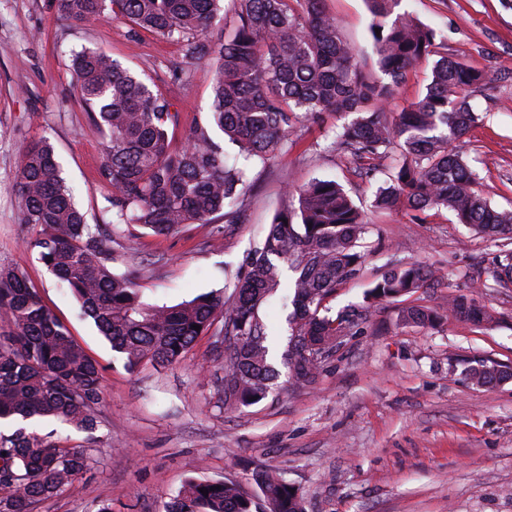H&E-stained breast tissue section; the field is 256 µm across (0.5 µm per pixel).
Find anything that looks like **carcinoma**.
Wrapping results in <instances>:
<instances>
[{"instance_id":"obj_1","label":"carcinoma","mask_w":512,"mask_h":512,"mask_svg":"<svg viewBox=\"0 0 512 512\" xmlns=\"http://www.w3.org/2000/svg\"><path fill=\"white\" fill-rule=\"evenodd\" d=\"M220 2L58 0L68 20L89 23L110 13L128 20L135 33L177 40L187 62L211 61L210 116L184 128L174 145L180 116L155 80L84 49L72 67L79 98L105 140L99 177L110 190L112 222H87L46 136L26 146L16 186L23 223L38 228L28 247L128 368L178 362L219 320L224 335L243 337L224 348V406L235 410L265 399L279 376L262 309L279 296L285 269L296 273L287 317V339L295 344L287 368L298 388L314 386L328 362L313 358L311 346L336 351L337 328L352 329L380 301L402 300L401 325L434 324L439 311L411 297L430 285L435 271L395 268L371 283L364 306L329 314L326 301L361 271L365 224L333 179L314 178L291 190L297 205L274 217L228 295L212 291L173 305L145 301L130 276L112 269L113 235L125 227L168 236L191 224L245 223L250 168L269 167L291 134L325 112L355 114L331 147L367 160V171L376 170L382 154L399 149L402 161L378 187L376 207L443 208L493 240H512V211L490 204L452 147L478 119L468 97L480 72L440 55L423 97L389 115L394 87L441 48L433 28L397 11L401 0H367L382 80L363 73L322 0H231L234 7L224 14ZM218 133L244 163L230 160ZM475 287L473 281L448 300V315L484 329L497 318L476 299ZM0 323L6 326L0 333V421L56 422L93 439L100 426L101 368L27 275L9 266H0ZM501 373L497 363L476 359L461 371L482 387L495 385ZM91 463L87 450L63 445L52 431L38 435L20 426L0 433V512H34ZM252 485L249 493L231 479L190 477L162 512H305L303 498L281 477L257 469Z\"/></svg>"}]
</instances>
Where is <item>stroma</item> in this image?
Masks as SVG:
<instances>
[{
    "instance_id": "1",
    "label": "stroma",
    "mask_w": 512,
    "mask_h": 512,
    "mask_svg": "<svg viewBox=\"0 0 512 512\" xmlns=\"http://www.w3.org/2000/svg\"><path fill=\"white\" fill-rule=\"evenodd\" d=\"M362 70L379 77L365 0H324ZM400 11L443 35V51L481 72L470 102L476 123L454 147L491 205L512 209V0H401ZM128 21L92 24L63 19L57 0H0V266L25 270L44 302L103 369L102 418L94 436L62 425L65 446L91 447L93 464L36 512H159L186 478L204 475L249 485L254 469L279 473L302 496L306 512H512V380L486 389L449 363L489 359L512 367V283L493 276L497 244L457 223L446 210H384L374 195L395 154L362 175L350 156L329 151L351 119L323 113L266 169L251 171L247 221L196 226L156 237L129 230L111 248L115 272L131 275L145 299L176 304L232 286L246 256L288 203L287 186L332 178L365 215V263L337 288L332 310L360 305L370 283L396 263L432 266L438 282L419 304L438 308L470 280L498 321L487 329L441 318L436 326L402 327L398 302L373 309L345 338L308 389L280 376L259 404L225 409L222 356L201 337L177 363L127 371L78 303L27 246L16 181L26 144L50 138L63 176L88 223L109 215L108 188L97 170L104 140L78 96L72 56L104 51L161 83L182 125L206 121L213 66L182 64L181 47L157 34H132ZM433 59L416 64L388 103L399 112L418 101Z\"/></svg>"
}]
</instances>
